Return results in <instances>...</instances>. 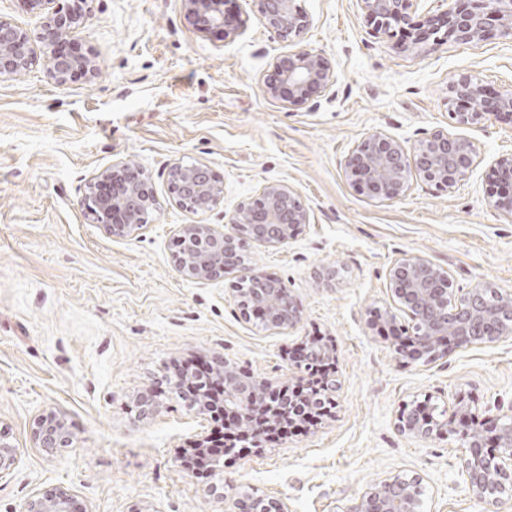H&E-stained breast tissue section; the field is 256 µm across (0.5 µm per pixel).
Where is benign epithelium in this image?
Masks as SVG:
<instances>
[{
  "instance_id": "obj_1",
  "label": "benign epithelium",
  "mask_w": 512,
  "mask_h": 512,
  "mask_svg": "<svg viewBox=\"0 0 512 512\" xmlns=\"http://www.w3.org/2000/svg\"><path fill=\"white\" fill-rule=\"evenodd\" d=\"M69 7H54L42 24L47 41L50 76L63 84L75 73L93 76L98 70L94 57L61 48L94 18L93 0H71ZM263 26L295 50L277 57L263 76L264 92L281 97L288 88V103L305 104L329 98L336 83L335 72L323 55L302 45L310 26L308 13L297 0H252ZM365 16L377 31L396 37L397 28L415 26L411 13L419 0H359ZM441 13L425 17L433 44L448 39L481 41L488 35L512 41V0H448ZM187 16L199 30L219 28L224 37L235 35L239 25L227 22L224 0H183ZM33 37L27 30L0 17V81L26 71L31 65ZM452 115L460 125L487 124L512 119V91L492 93L479 81L462 75L449 86ZM472 144L444 129L428 132L410 149L383 132L371 133L358 141L344 156L342 166L352 186L374 199H396L408 190V178L416 174L434 186L452 191L472 171ZM497 179L512 187V153L494 160ZM167 190L179 206L194 210L203 198L218 202L223 186L203 163L174 162L165 171ZM109 184L112 190L101 191ZM83 205L93 220L114 237L134 234L144 228L157 206L152 176L142 166L119 161L98 172L89 182ZM310 223L309 209L297 194L281 181L264 184L261 196L237 205L229 231L209 224H183L179 240L186 245L177 256L188 274L198 280L224 275L230 267L243 279L264 280L266 275L242 261L239 247L243 232L249 240L275 246L288 241L294 231ZM388 286L402 309L415 322L406 342L413 347L406 361L423 357L442 359L454 350H465L486 339L512 338V293L500 291L497 301L488 302L490 286L477 282L460 297L452 298L447 270L419 256H404L388 269ZM255 313L267 314L274 327L296 325L301 312L293 295L282 282L269 289L254 290ZM279 388L254 376L244 379L234 367L224 364V413L234 417L237 427L230 438L248 435L246 426L268 409L269 396ZM397 431L420 439H446L459 434L464 451L458 470L468 488L477 496L487 493L512 496V417L503 422H483L463 413L459 420L437 418L427 411L423 417L398 416ZM37 442L47 452L70 448L73 436L59 420H39ZM420 489L416 481L398 475L368 486L351 512H420ZM26 512H77L73 497L55 489L30 502Z\"/></svg>"
}]
</instances>
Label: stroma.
Returning a JSON list of instances; mask_svg holds the SVG:
<instances>
[{"label":"stroma","mask_w":512,"mask_h":512,"mask_svg":"<svg viewBox=\"0 0 512 512\" xmlns=\"http://www.w3.org/2000/svg\"><path fill=\"white\" fill-rule=\"evenodd\" d=\"M307 47L329 59L332 102L285 106L260 77L288 47L259 21L252 0H224L245 26L232 38L201 32L182 0H94V19L68 50L95 57L93 78L57 84L35 43L33 64L0 81V428L17 461L0 473V512H25L62 487L87 512H238L257 492L288 512H349L364 488L419 478L421 512H512V499L477 497L460 475V437L408 438L404 403L452 410L468 396L483 417L512 416V340L406 363L376 320L395 311L386 272L421 256L447 269L454 295L483 281L512 292V215L490 204L491 165L512 153V123L461 126L448 86L459 75L512 89V43L447 41L402 50L375 31L358 0H301ZM438 128L469 139L471 174L452 192L419 176L398 200L353 189L341 162L375 131L413 147ZM129 160L147 169L158 206L132 236L92 223L81 200L94 174ZM207 164L223 196L195 214L170 198L165 168ZM288 184L310 209L287 243H248L255 269L286 285L301 310L293 327L262 328L243 315L237 272L200 281L174 259L180 225L224 230L262 186ZM334 269L326 282L318 274ZM320 335L337 357L336 412L303 434L226 457L208 481L181 451L209 435L207 414L168 393L182 364L225 361L273 384L298 372L288 353ZM160 391L152 416L132 406ZM64 421L72 447L49 454L33 427Z\"/></svg>","instance_id":"1"}]
</instances>
